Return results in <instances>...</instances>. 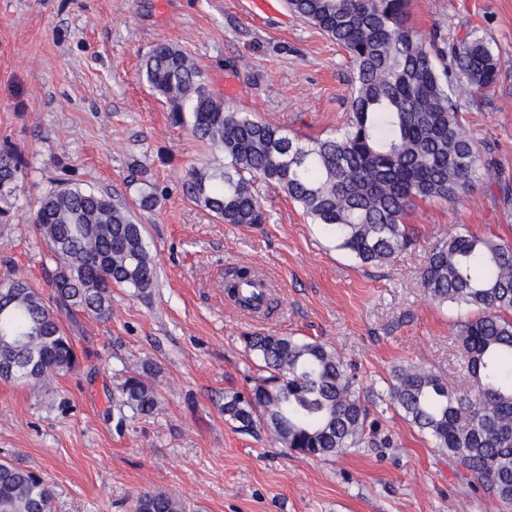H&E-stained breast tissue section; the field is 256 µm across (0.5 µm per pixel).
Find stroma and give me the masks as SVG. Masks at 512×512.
<instances>
[{"instance_id":"obj_1","label":"stroma","mask_w":512,"mask_h":512,"mask_svg":"<svg viewBox=\"0 0 512 512\" xmlns=\"http://www.w3.org/2000/svg\"><path fill=\"white\" fill-rule=\"evenodd\" d=\"M408 12L424 39L483 40L501 74L460 92L485 160L475 186L457 202L417 203L405 217L414 244L366 267L276 186H258L262 224H227L190 200L187 173L212 156L140 75L169 43L225 105L305 143L336 132L350 112L349 56L285 0L262 15L255 0H0V149L27 164L0 223V282L41 287L34 210L63 183L129 207L158 269L148 295L113 288L108 320L80 317V366L51 391L0 381V460L40 471L54 512H134L143 490L186 512H506L389 404L387 388L407 363L471 386L455 335L464 313L432 302L421 270L429 246L463 227L512 242V0H409ZM150 188L159 203L140 208ZM241 265L265 275L268 315L225 298L224 275ZM268 332L325 342L353 363L368 422L390 445L308 458L227 419L225 395L261 374L244 338ZM148 361L159 409L120 417L112 393Z\"/></svg>"}]
</instances>
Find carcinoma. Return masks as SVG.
Wrapping results in <instances>:
<instances>
[{"instance_id":"carcinoma-1","label":"carcinoma","mask_w":512,"mask_h":512,"mask_svg":"<svg viewBox=\"0 0 512 512\" xmlns=\"http://www.w3.org/2000/svg\"><path fill=\"white\" fill-rule=\"evenodd\" d=\"M288 7L354 65L351 116L334 136L302 144L224 106L194 61L169 44L152 50L142 77L165 99L174 125L224 155L189 171L186 191L196 204L226 224H262L256 183L275 185L360 264L386 263L413 244L404 217L416 202L456 200L484 168L479 145L463 130L455 89L495 84L498 61L477 38L434 52L410 26L408 0H288ZM24 176L22 155L1 149V217ZM34 224L47 247L41 274L49 294L24 279L0 283V380L41 389L79 366L61 316L108 319L112 288L146 295L157 266L142 226L107 193L63 185L39 202ZM421 278L432 301L479 311L456 326L472 387L455 392L443 376L408 363L393 371L389 402L511 510L512 243L457 231L431 247ZM257 280L240 268L224 288L257 309L262 300L241 292ZM245 344L264 375L224 397L228 419L262 425L283 447L311 458L382 443L367 428L355 376L335 349L276 333L252 334ZM150 377L148 369L127 377L112 398L116 409L154 414L159 398ZM52 502L43 476L0 462V512H52ZM136 505L137 512H185L160 490L139 493Z\"/></svg>"}]
</instances>
